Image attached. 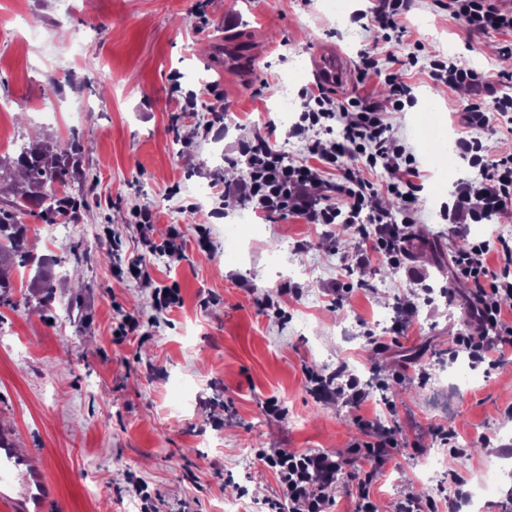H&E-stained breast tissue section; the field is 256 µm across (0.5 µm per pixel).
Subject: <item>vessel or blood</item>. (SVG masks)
Returning a JSON list of instances; mask_svg holds the SVG:
<instances>
[{
  "label": "vessel or blood",
  "instance_id": "b4317fda",
  "mask_svg": "<svg viewBox=\"0 0 512 512\" xmlns=\"http://www.w3.org/2000/svg\"><path fill=\"white\" fill-rule=\"evenodd\" d=\"M318 81L342 82L347 70L335 50L325 48L314 58ZM57 491L47 473L45 458L18 455L11 433L0 431V512H52Z\"/></svg>",
  "mask_w": 512,
  "mask_h": 512
}]
</instances>
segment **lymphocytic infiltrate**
<instances>
[{
	"mask_svg": "<svg viewBox=\"0 0 512 512\" xmlns=\"http://www.w3.org/2000/svg\"><path fill=\"white\" fill-rule=\"evenodd\" d=\"M442 9L461 21L469 32H490L512 36V8L501 0H443ZM418 53L399 59L397 66L380 67L372 51L360 55L361 75H376L388 89L383 102L365 99L339 101L325 90L306 92L305 106L291 128L292 137L303 140L308 162L293 163L264 140L244 144L240 154L245 173L224 186L225 196L247 200L263 217L293 215L307 224H334L358 236L356 264L371 256L384 257L399 265L409 258L413 240L411 227L424 189L421 166L415 155L389 135L383 119L386 111H403L414 102L413 89L403 79L404 71L417 66ZM429 76L448 88H465L471 97L462 109L464 128L471 137L459 138L460 158L475 175L459 181L448 208L452 224H479L488 216L512 212V152L489 157L477 131L495 130L497 123L512 125V96L486 100L489 84L485 76L445 56L429 62ZM330 135V143L310 139V132ZM362 161L365 169L383 170L388 175L384 188L361 177L348 165ZM341 171L339 182L326 185L323 195H314V164ZM395 196L399 215L383 207L380 191ZM455 275L470 288V308L481 331L454 336L448 352L467 355L475 362L496 368L512 348V320L505 317V300H512V239L502 236L469 242L454 256ZM361 426L376 429L379 440L365 446L372 461L369 470L349 469L346 461L328 453H282L269 458L281 480L283 497L289 503H304L306 512H323L329 489L339 474H348L353 490L354 512H377L370 487L378 466L397 441L380 420L361 419Z\"/></svg>",
	"mask_w": 512,
	"mask_h": 512,
	"instance_id": "lymphocytic-infiltrate-1",
	"label": "lymphocytic infiltrate"
}]
</instances>
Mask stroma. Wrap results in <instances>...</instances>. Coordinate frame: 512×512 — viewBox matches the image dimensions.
<instances>
[{"mask_svg":"<svg viewBox=\"0 0 512 512\" xmlns=\"http://www.w3.org/2000/svg\"><path fill=\"white\" fill-rule=\"evenodd\" d=\"M341 2L336 15L326 0H0V101L12 105L0 114V156L39 140L76 146L66 191L77 210L65 233L39 212L23 219L29 249L67 274L57 268L42 286L31 267H0L11 283L0 305V428L15 433L18 454L43 450L57 512H139L137 482L153 512H224L234 493L240 512H270L282 486L269 456L332 453L363 466L359 446L372 433L345 397L321 396L306 379L341 362L356 364L369 391L364 413L387 418L398 441L373 486L378 512L422 496V463L448 426L465 453L449 457L432 498L453 494L449 472L467 488L491 474L492 512H512V462L502 461L512 355L493 370L449 357L452 334L474 323L437 265L456 241L512 237V215L458 233L443 220L455 184L472 174L462 159L442 161L464 134L469 94L426 70L447 56L512 95V38L471 34L437 0L413 2L406 24L423 48L404 79L416 102L385 115L424 174L409 264L376 256L348 267L355 236L294 216L254 217L243 248L226 249L225 225L249 210L224 195L225 173H244L242 143L260 136L291 162L306 158L288 130L303 88L316 84L314 55L331 46L353 65L369 48L387 66L410 50L358 21L376 0ZM33 23L43 38L28 44L21 30ZM237 42L245 72L224 65L225 45ZM282 93L292 102L285 121ZM51 98L61 123L34 124L31 112ZM140 210L155 214L156 234L177 226L176 257L152 250L132 220ZM133 259L150 279L127 276ZM171 284L182 307L157 309L155 291ZM401 306L414 316L397 339L378 316ZM128 312L148 333L115 340Z\"/></svg>","mask_w":512,"mask_h":512,"instance_id":"obj_1","label":"stroma"}]
</instances>
